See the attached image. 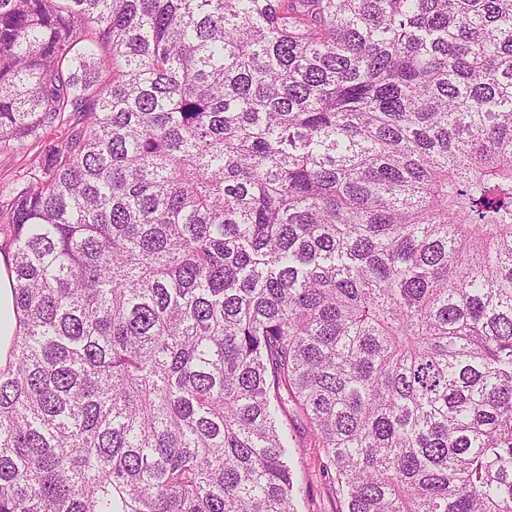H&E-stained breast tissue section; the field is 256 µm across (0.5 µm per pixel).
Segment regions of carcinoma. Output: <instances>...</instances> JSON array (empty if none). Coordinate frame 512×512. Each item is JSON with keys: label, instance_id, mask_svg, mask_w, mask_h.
Here are the masks:
<instances>
[{"label": "carcinoma", "instance_id": "obj_1", "mask_svg": "<svg viewBox=\"0 0 512 512\" xmlns=\"http://www.w3.org/2000/svg\"><path fill=\"white\" fill-rule=\"evenodd\" d=\"M0 512H512V0H0ZM66 132V126L55 124L22 142L0 140V205H6L10 192L26 185L31 173L38 170L36 163L44 141L64 138ZM10 259L0 253V368L8 363V351L17 329V314L14 304V279L8 273ZM290 439L289 460L298 481L307 486L309 492L302 494L296 501L298 512H342L345 505L334 484L325 478L321 462L324 458L321 448L314 445L309 435L306 420L296 413H288Z\"/></svg>", "mask_w": 512, "mask_h": 512}]
</instances>
